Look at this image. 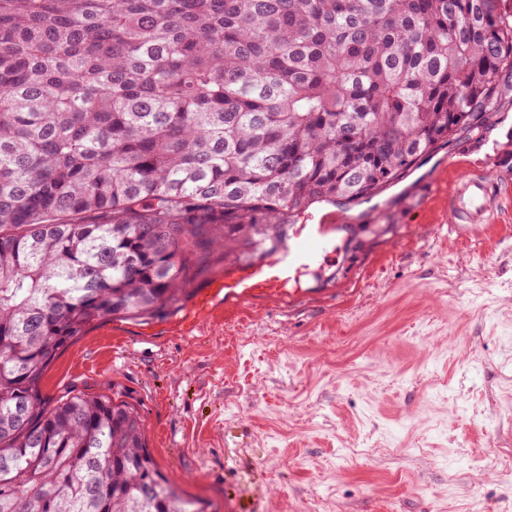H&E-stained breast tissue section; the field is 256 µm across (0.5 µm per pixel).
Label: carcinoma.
<instances>
[{
	"instance_id": "obj_1",
	"label": "carcinoma",
	"mask_w": 512,
	"mask_h": 512,
	"mask_svg": "<svg viewBox=\"0 0 512 512\" xmlns=\"http://www.w3.org/2000/svg\"><path fill=\"white\" fill-rule=\"evenodd\" d=\"M504 0H0V512H204L128 403L42 393L105 319L180 309L209 251L274 255L512 82Z\"/></svg>"
}]
</instances>
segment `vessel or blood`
<instances>
[{"instance_id":"vessel-or-blood-1","label":"vessel or blood","mask_w":512,"mask_h":512,"mask_svg":"<svg viewBox=\"0 0 512 512\" xmlns=\"http://www.w3.org/2000/svg\"><path fill=\"white\" fill-rule=\"evenodd\" d=\"M497 207L495 187L485 172L464 169L448 196L453 226L461 234H470L492 223ZM337 229L330 215L310 213L289 227L284 247L268 260L252 266L229 265L223 280L205 296L197 316L182 320V331L191 332L198 318L224 303L249 304L272 297L288 304L300 301L306 294L302 279L331 265L337 256Z\"/></svg>"}]
</instances>
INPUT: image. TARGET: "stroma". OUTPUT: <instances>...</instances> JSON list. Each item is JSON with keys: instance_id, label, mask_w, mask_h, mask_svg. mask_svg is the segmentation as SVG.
<instances>
[{"instance_id": "stroma-1", "label": "stroma", "mask_w": 512, "mask_h": 512, "mask_svg": "<svg viewBox=\"0 0 512 512\" xmlns=\"http://www.w3.org/2000/svg\"><path fill=\"white\" fill-rule=\"evenodd\" d=\"M483 141L459 132L344 211L331 277L175 315L110 319L55 360L72 388L136 408L161 472L207 512H512V180L497 221L449 227L460 165L505 173L512 88Z\"/></svg>"}]
</instances>
